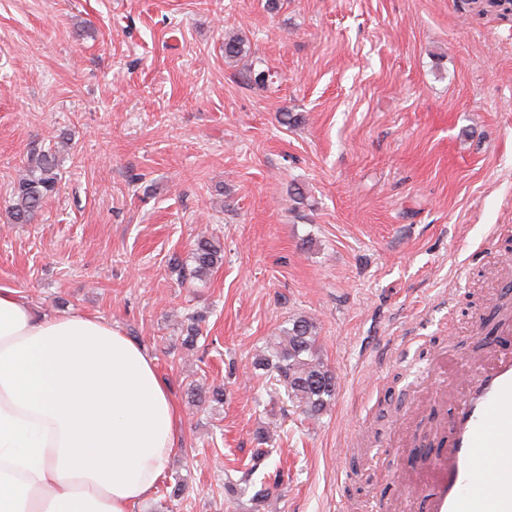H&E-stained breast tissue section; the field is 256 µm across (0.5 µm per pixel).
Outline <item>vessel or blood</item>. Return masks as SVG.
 Listing matches in <instances>:
<instances>
[{
    "instance_id": "vessel-or-blood-1",
    "label": "vessel or blood",
    "mask_w": 512,
    "mask_h": 512,
    "mask_svg": "<svg viewBox=\"0 0 512 512\" xmlns=\"http://www.w3.org/2000/svg\"><path fill=\"white\" fill-rule=\"evenodd\" d=\"M425 512H512V356L469 364Z\"/></svg>"
}]
</instances>
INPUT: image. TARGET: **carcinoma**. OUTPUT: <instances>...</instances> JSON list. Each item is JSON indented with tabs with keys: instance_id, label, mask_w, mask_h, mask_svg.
Instances as JSON below:
<instances>
[{
	"instance_id": "carcinoma-1",
	"label": "carcinoma",
	"mask_w": 512,
	"mask_h": 512,
	"mask_svg": "<svg viewBox=\"0 0 512 512\" xmlns=\"http://www.w3.org/2000/svg\"><path fill=\"white\" fill-rule=\"evenodd\" d=\"M57 167L55 155L41 154L30 160L14 182V203L10 220L14 224L32 221L43 200L57 190ZM224 258L220 240L214 235L198 236L190 251V275L204 278L218 267ZM258 369L277 373L291 402L310 418H317L336 395V377L320 356L316 325L312 318L300 316L292 326L281 331L267 347V353L255 359ZM269 437L260 434L262 447L255 450L253 464L242 476V482L250 483L260 462L269 454L263 448Z\"/></svg>"
}]
</instances>
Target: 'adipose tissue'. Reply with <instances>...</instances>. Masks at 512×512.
I'll return each mask as SVG.
<instances>
[{"label": "adipose tissue", "instance_id": "ef3b65f1", "mask_svg": "<svg viewBox=\"0 0 512 512\" xmlns=\"http://www.w3.org/2000/svg\"><path fill=\"white\" fill-rule=\"evenodd\" d=\"M178 436L143 346L0 289V512H139Z\"/></svg>", "mask_w": 512, "mask_h": 512}]
</instances>
